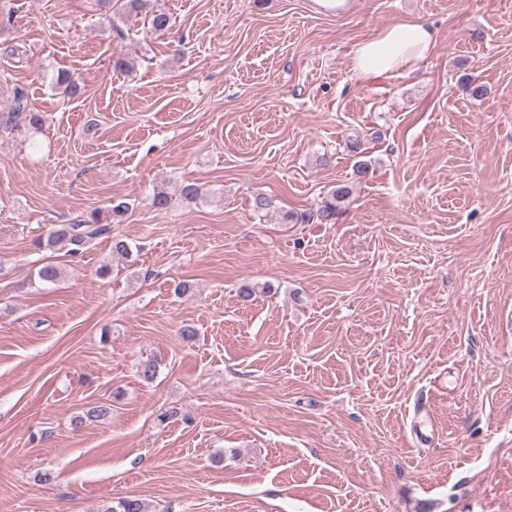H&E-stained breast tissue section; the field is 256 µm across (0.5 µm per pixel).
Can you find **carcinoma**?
Returning a JSON list of instances; mask_svg holds the SVG:
<instances>
[{
	"mask_svg": "<svg viewBox=\"0 0 512 512\" xmlns=\"http://www.w3.org/2000/svg\"><path fill=\"white\" fill-rule=\"evenodd\" d=\"M149 24L153 33L163 34L171 29L173 21L170 15L153 11L150 13ZM56 83L63 86L69 96H75L81 91L78 79L65 71L58 73ZM44 124V115L33 111L26 97L22 95L15 97L11 112L3 120V125L10 130L22 126L27 130L38 131ZM349 194V188L343 185L331 190L319 209L318 216L324 221L336 218V212L341 209ZM128 210L129 203L112 202L103 211L95 210L88 216L80 215L61 224H54L46 238L36 241V246L64 249L70 255H77L90 242L102 238L111 241L112 252L127 257L131 253V246L123 238L112 234V223L120 221ZM105 512H146V509L141 499L127 496L116 501V504L108 507Z\"/></svg>",
	"mask_w": 512,
	"mask_h": 512,
	"instance_id": "obj_1",
	"label": "carcinoma"
}]
</instances>
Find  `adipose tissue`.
Returning <instances> with one entry per match:
<instances>
[{"label":"adipose tissue","mask_w":512,"mask_h":512,"mask_svg":"<svg viewBox=\"0 0 512 512\" xmlns=\"http://www.w3.org/2000/svg\"><path fill=\"white\" fill-rule=\"evenodd\" d=\"M434 44L435 35L426 24L399 21L358 45L352 69L359 78L377 79L425 58Z\"/></svg>","instance_id":"adipose-tissue-1"}]
</instances>
